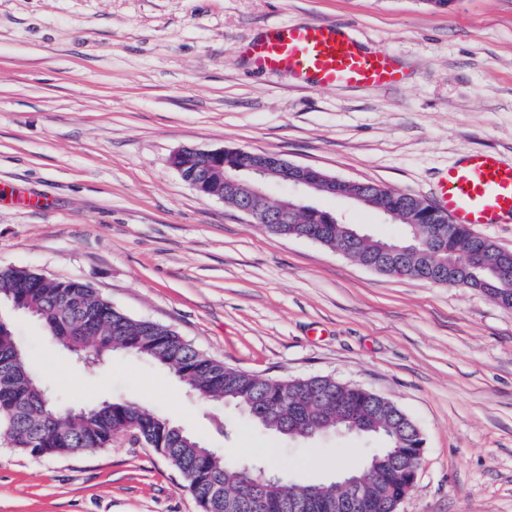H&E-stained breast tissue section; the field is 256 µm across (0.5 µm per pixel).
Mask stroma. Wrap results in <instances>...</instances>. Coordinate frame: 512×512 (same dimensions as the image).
<instances>
[{"label": "stroma", "mask_w": 512, "mask_h": 512, "mask_svg": "<svg viewBox=\"0 0 512 512\" xmlns=\"http://www.w3.org/2000/svg\"><path fill=\"white\" fill-rule=\"evenodd\" d=\"M306 21L391 52L403 82L323 89L253 69L249 42ZM184 147L275 154L434 202L439 172L463 155L512 158V0H0V268L82 281L244 372L371 390L425 441L397 512H512V309L269 233L182 179L169 158ZM309 202L403 233L350 201ZM14 325L65 407L120 397L296 482L361 469L379 446L288 439L149 360L115 354L88 371L41 323ZM0 512L200 509L131 435L35 458L0 432Z\"/></svg>", "instance_id": "stroma-1"}]
</instances>
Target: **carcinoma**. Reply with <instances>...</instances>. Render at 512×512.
Masks as SVG:
<instances>
[{"mask_svg": "<svg viewBox=\"0 0 512 512\" xmlns=\"http://www.w3.org/2000/svg\"><path fill=\"white\" fill-rule=\"evenodd\" d=\"M373 206L396 213L407 223L411 203L422 200L380 186L370 196ZM344 224H268L276 235L300 237L324 229L325 246L336 249L354 245L363 259L374 251L376 239L350 242ZM489 240L465 225L449 227L447 241L436 245L426 234L416 243L422 252L434 248L438 257L468 265ZM13 293L45 329L60 343L84 341L70 330L87 323L100 330L99 342L86 343L92 356L131 353L189 374L199 398L233 405L256 425L281 435L309 439L343 431L349 422L342 417L320 419L325 405L348 407L365 416L367 436L383 440L384 447H397L403 440L411 447L417 440L407 415L392 401L357 385L331 376L271 380L243 372L214 360L188 343L172 328L151 320H135L101 298L79 280L54 281L24 268H0V292ZM11 437L14 450L29 456L60 457L109 448L121 434L133 432L160 454L187 482L194 498L207 512H338L336 490L329 486L321 497L296 507L302 485L283 478L274 501L260 502L244 495L248 474L244 464L213 451L169 418L120 398L83 406L75 411L57 404L48 382L30 371L14 326L0 330V429ZM412 470L389 473L386 496L404 499L414 486Z\"/></svg>", "mask_w": 512, "mask_h": 512, "instance_id": "carcinoma-1", "label": "carcinoma"}]
</instances>
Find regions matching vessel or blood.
Masks as SVG:
<instances>
[{"instance_id":"obj_1","label":"vessel or blood","mask_w":512,"mask_h":512,"mask_svg":"<svg viewBox=\"0 0 512 512\" xmlns=\"http://www.w3.org/2000/svg\"><path fill=\"white\" fill-rule=\"evenodd\" d=\"M247 55L256 70L286 73L319 88L393 85L403 78L391 55L361 48L331 23L277 27L249 43ZM436 191L454 223L476 228L512 222V163L496 154L473 153L448 167Z\"/></svg>"}]
</instances>
